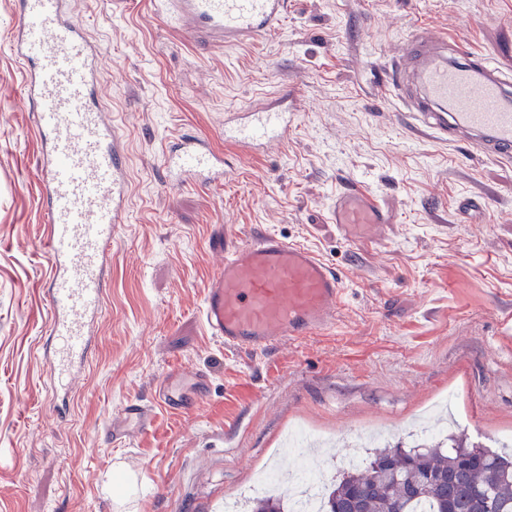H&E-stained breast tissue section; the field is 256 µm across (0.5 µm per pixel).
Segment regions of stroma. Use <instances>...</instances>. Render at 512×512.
Returning a JSON list of instances; mask_svg holds the SVG:
<instances>
[{
  "mask_svg": "<svg viewBox=\"0 0 512 512\" xmlns=\"http://www.w3.org/2000/svg\"><path fill=\"white\" fill-rule=\"evenodd\" d=\"M65 8L103 54L132 194L88 369L69 411L52 414L37 354L50 265L35 113L8 48L19 0H0V79L12 85L0 97V512H219L270 463L293 465L283 448L297 427L326 441L307 463L330 476L368 434L400 438L443 407L472 440L512 439V162L416 139L374 69L419 24L512 69V0H293L277 30L210 50L154 23L149 0ZM291 81L306 109L288 143L226 148L225 113ZM183 134L223 150V187L166 186L161 157ZM348 176L394 209L382 241L337 233L330 204ZM488 182L498 198L460 223L457 201ZM228 224L301 240L333 264L345 285L336 328L257 353L211 337L204 293ZM177 367L210 379L188 413L154 403ZM130 401L153 406V426L112 442Z\"/></svg>",
  "mask_w": 512,
  "mask_h": 512,
  "instance_id": "35a3bbf8",
  "label": "stroma"
}]
</instances>
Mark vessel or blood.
Returning <instances> with one entry per match:
<instances>
[{"label": "vessel or blood", "mask_w": 512, "mask_h": 512, "mask_svg": "<svg viewBox=\"0 0 512 512\" xmlns=\"http://www.w3.org/2000/svg\"><path fill=\"white\" fill-rule=\"evenodd\" d=\"M151 17L191 35L202 48L269 33L291 0H150ZM11 49L21 63L23 93L37 117L39 183L51 263L46 334L38 352L54 395L71 398L104 311L112 243L127 220L131 174L124 143L100 99L107 77L99 50L64 9L63 0H21ZM388 87L419 135L461 144L493 160L512 161V73L444 32L417 27L386 56ZM303 99L296 84L224 115V142L236 154L279 150L290 138ZM169 186L220 185L224 155L204 137L184 135L163 155ZM348 243L381 239L395 218L358 180L347 179L331 204ZM202 315L208 332L236 351H266L336 328L342 308L339 270L307 246L273 233L233 231L219 251ZM187 386L206 391L200 371L176 372L159 390L161 406H183ZM151 409L127 403L109 428L121 440L148 430Z\"/></svg>", "instance_id": "b4317fda"}]
</instances>
